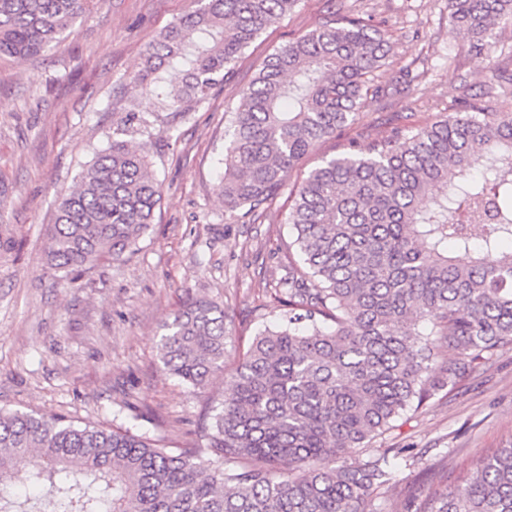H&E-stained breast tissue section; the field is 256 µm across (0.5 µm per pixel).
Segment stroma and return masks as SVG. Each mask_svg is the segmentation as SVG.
Instances as JSON below:
<instances>
[{
	"label": "stroma",
	"mask_w": 512,
	"mask_h": 512,
	"mask_svg": "<svg viewBox=\"0 0 512 512\" xmlns=\"http://www.w3.org/2000/svg\"><path fill=\"white\" fill-rule=\"evenodd\" d=\"M197 0H94L74 33L45 56L0 58V409L122 426L190 447L226 373L192 389L163 371L160 326L189 302L208 299L235 316L245 352L282 307L276 286L296 258L287 222L290 190L322 159L367 148L403 125L443 119L454 100L505 111L489 97L492 71L512 75V20L494 29L493 58L465 35L449 36L448 0H300L246 48L232 80L175 123L131 77L157 34ZM393 36L394 49L356 121L322 141L293 170L261 220L242 223L218 195L219 154L231 110L267 56L335 16L341 7ZM148 122L126 140H151V169L164 199L134 251L65 279L45 264L46 226L82 167L110 148L128 113ZM512 441V348L478 365L455 388L375 439L394 480L374 493L372 512H404L422 469L460 484L473 460Z\"/></svg>",
	"instance_id": "1"
}]
</instances>
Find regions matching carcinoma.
I'll list each match as a JSON object with an SVG mask.
<instances>
[{
	"mask_svg": "<svg viewBox=\"0 0 512 512\" xmlns=\"http://www.w3.org/2000/svg\"><path fill=\"white\" fill-rule=\"evenodd\" d=\"M91 2L0 0V57L45 53ZM198 3L130 80L172 118L230 78L242 50L300 0ZM448 11L452 32L490 57L512 0H448ZM391 50L386 30L338 14L269 56L231 111L224 208L256 221L296 164L351 125L369 92H385L372 81ZM169 68L179 85L162 84ZM161 199L147 144L112 141L57 205L49 269L81 275L121 258ZM289 223L299 264L280 290V323L240 357L201 445L0 410V484L24 468L52 487L46 503L0 496V512H367L393 480L388 452L352 465L346 451L512 345V112L468 103L324 159L293 190ZM232 323L212 301L187 304L161 326L163 369L204 387L224 369ZM435 341L448 356L431 353ZM406 512H512V445L478 459L463 484L439 479L411 496Z\"/></svg>",
	"mask_w": 512,
	"mask_h": 512,
	"instance_id": "cac0c4a2",
	"label": "carcinoma"
}]
</instances>
